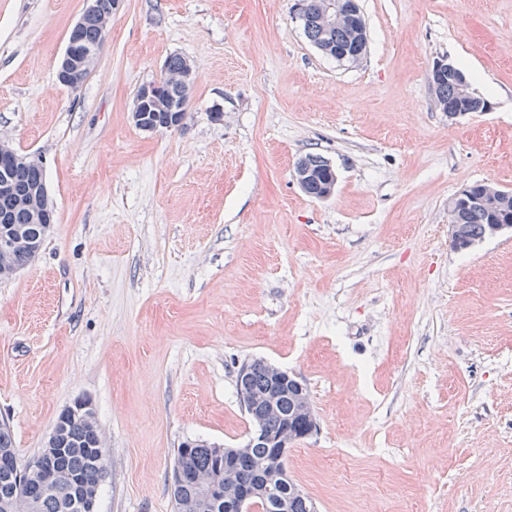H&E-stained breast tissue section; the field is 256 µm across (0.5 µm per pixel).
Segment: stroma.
I'll use <instances>...</instances> for the list:
<instances>
[{"mask_svg": "<svg viewBox=\"0 0 512 512\" xmlns=\"http://www.w3.org/2000/svg\"><path fill=\"white\" fill-rule=\"evenodd\" d=\"M354 65L297 0H120L76 88L56 79L86 0H0V141L39 159L57 222L0 280V420L21 461L75 401L107 448L98 512H173L184 441L243 447L261 358L318 423L288 474L318 512H512V233L451 244L448 204L512 192V0H360ZM184 57L183 125L135 127ZM484 112L449 118L437 60ZM337 183L308 196L295 163ZM326 161L327 160L325 157L317 153H308L298 159V161L296 162V166L294 168V176L301 188H304L313 179H317V174L314 173L312 169L314 171H317L318 177L321 182L323 181L322 177H328L330 175L328 172L331 173L332 166L329 162L326 163ZM301 162H304L307 166H310L312 169L304 164H300L297 166V164ZM325 165H327L326 168L328 172L325 169ZM318 190L319 183L314 180L307 185L304 191L307 195L312 197V195L316 194Z\"/></svg>", "mask_w": 512, "mask_h": 512, "instance_id": "1", "label": "stroma"}]
</instances>
